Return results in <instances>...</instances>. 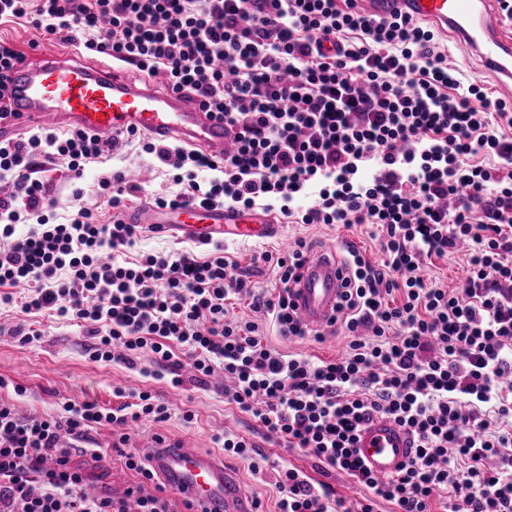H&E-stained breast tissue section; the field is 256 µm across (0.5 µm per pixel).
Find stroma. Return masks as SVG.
Returning <instances> with one entry per match:
<instances>
[{
  "instance_id": "1",
  "label": "stroma",
  "mask_w": 512,
  "mask_h": 512,
  "mask_svg": "<svg viewBox=\"0 0 512 512\" xmlns=\"http://www.w3.org/2000/svg\"><path fill=\"white\" fill-rule=\"evenodd\" d=\"M0 38L10 41L30 63L69 49L68 44L41 35L23 19H0ZM115 169L126 170L131 179L144 187L142 193L130 199L129 208L152 203L154 195H171L177 191L165 167L154 155L142 151L138 145H126L92 164L78 180L71 178L63 166L47 168L43 177L55 191L58 219L70 216V202L79 190L83 193V203L97 208L102 221H109L112 212L96 188L99 179L109 176ZM299 238L312 242L317 253L343 256L352 248L371 263L381 260L372 228L367 224H287L275 238L263 242L229 240L224 250L227 257L249 270L251 285L259 294L272 290L276 277L273 269L254 268V256L265 250H287ZM185 250L204 255L209 248L171 232L157 233L146 228L133 246L124 249L122 257L130 261L145 252ZM27 292L24 285L11 288L13 304L0 303V399L12 404L19 416H55L62 413L66 403L85 398L95 400L102 407L115 408L121 405L122 394L144 390L158 395L168 407L166 421L145 420L132 425L127 431L129 439L120 452L113 447L117 433L112 425H99L90 431L84 448L77 450L73 457L75 465L88 477L89 492L123 496L126 488L139 480L134 471L126 468L124 453L143 455L150 438L160 435L169 442L187 443L201 453L222 458L246 495L260 502L262 512H278L275 483L276 469L280 466L297 468L313 483L327 485L336 497L349 501L358 499V492L344 488L346 474L320 464L306 451L286 447L283 440L270 435L262 424L225 402L223 372H215L206 385L200 386L185 369L181 372L182 385L175 386L169 378L157 377L158 365L147 350L138 351L128 361H94L88 353L90 340L80 326L47 312L31 316L22 312L17 299ZM19 323L37 330L38 339L25 343L19 337L8 335V328ZM261 328L264 344L284 354L303 352L316 360L340 357L347 342L340 333L320 343L309 338L289 339L281 336L276 325L267 319L263 320ZM18 385L23 386V394H15L14 388ZM188 412L194 416L189 423L183 419ZM228 432L250 438L257 444L263 457L259 466L225 455L220 440Z\"/></svg>"
}]
</instances>
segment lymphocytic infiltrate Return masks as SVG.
Instances as JSON below:
<instances>
[{
  "label": "lymphocytic infiltrate",
  "mask_w": 512,
  "mask_h": 512,
  "mask_svg": "<svg viewBox=\"0 0 512 512\" xmlns=\"http://www.w3.org/2000/svg\"><path fill=\"white\" fill-rule=\"evenodd\" d=\"M26 19L60 41L166 76L232 137L217 162L197 149L123 130H82L0 141V286L32 284L21 309L83 323L92 356L113 361L150 350L173 385L223 369L224 397L241 412L365 490L352 502L300 470L282 468L279 512H512V99L462 83L437 33L410 18L374 21L351 0H0V18ZM139 143L165 165L173 196L155 206L264 205L292 224H369L383 258L345 262L339 316L349 338L333 361L263 344L254 320L230 321L226 303L246 273L222 246L144 253L118 264L141 227L124 220L142 186L123 171L101 179L110 222L76 203L68 222L40 176L63 162L73 178L117 147ZM36 223L16 232L23 217ZM469 249L466 275L446 289L425 279L431 257ZM297 239L259 260L277 275L254 308L285 337L323 341L293 313L289 282L308 258ZM400 301H393V294ZM133 410L94 401L64 416L22 418L0 401V512H178L147 458L124 497L90 494L72 444L107 423L165 420L166 406L138 392ZM386 417L412 438L407 464L388 479L363 468V424Z\"/></svg>",
  "instance_id": "lymphocytic-infiltrate-1"
}]
</instances>
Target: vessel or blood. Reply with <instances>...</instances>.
I'll list each match as a JSON object with an SVG mask.
<instances>
[{"label": "vessel or blood", "mask_w": 512, "mask_h": 512, "mask_svg": "<svg viewBox=\"0 0 512 512\" xmlns=\"http://www.w3.org/2000/svg\"><path fill=\"white\" fill-rule=\"evenodd\" d=\"M358 10L376 20L412 17L452 36L482 65L485 76L512 87V22L499 12V0H355ZM15 118L0 121V136L12 137L31 126L80 129L103 136L136 129L154 141H171L223 160L230 137L222 120L180 93L136 83L114 68L91 66L62 53L22 66L14 75ZM134 224L171 231L206 245L226 240L264 241L281 227L268 210L183 205L131 212ZM344 270L336 258L310 257L296 272L291 293L298 318L322 329L336 316ZM355 448L374 476L395 475L409 460L408 434L387 418H375L357 433ZM148 453L182 499L200 500L220 512H253L222 463L189 447L149 448Z\"/></svg>", "instance_id": "b4317fda"}]
</instances>
